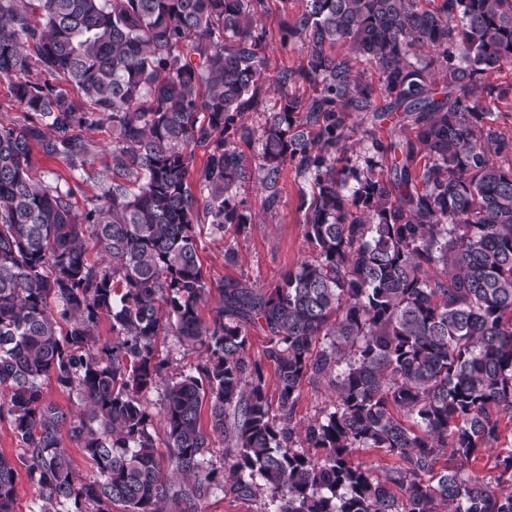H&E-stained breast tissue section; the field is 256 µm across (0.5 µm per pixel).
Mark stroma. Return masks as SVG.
Masks as SVG:
<instances>
[{"instance_id":"stroma-1","label":"stroma","mask_w":512,"mask_h":512,"mask_svg":"<svg viewBox=\"0 0 512 512\" xmlns=\"http://www.w3.org/2000/svg\"><path fill=\"white\" fill-rule=\"evenodd\" d=\"M303 9L302 0H264V7L258 14V26L266 31L270 42L268 80L262 90L261 111L244 113L243 124L262 125L267 113L277 111L280 100L275 86L280 73L294 72L305 65L299 45L281 46L277 36L284 16L300 14ZM312 183L311 174L287 167L279 181V201L274 205L268 204L267 193L259 183L241 184L237 195L245 200L255 218L254 223L247 225L241 233L227 228L221 237L212 235L205 224L198 230V253L209 280L243 277L257 287L268 288L276 285L301 261L313 258L315 247L305 236L304 212L299 208L301 195L310 193ZM229 247L238 254V261L233 265L224 261V251Z\"/></svg>"}]
</instances>
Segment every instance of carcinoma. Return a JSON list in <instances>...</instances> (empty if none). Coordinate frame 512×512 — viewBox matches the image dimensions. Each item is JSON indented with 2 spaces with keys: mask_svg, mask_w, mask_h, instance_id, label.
<instances>
[{
  "mask_svg": "<svg viewBox=\"0 0 512 512\" xmlns=\"http://www.w3.org/2000/svg\"><path fill=\"white\" fill-rule=\"evenodd\" d=\"M419 2L306 0L279 28L306 65L281 73L278 111L251 129L263 0H0V83L24 113L0 123V421L39 488L34 512H200L214 488L271 512H512V164L486 124L502 97L489 75L512 64V0ZM360 58L380 88L352 78ZM297 78L315 96L288 93ZM369 111L396 119L365 131L360 167L346 120ZM102 127L98 168L87 133ZM252 140L254 168L238 148ZM35 153L70 179L38 176ZM290 163L314 174L300 197L314 258L272 288L208 280L196 226L244 230L238 186L259 180L272 205ZM81 183L95 193L80 205ZM162 334L202 356L196 372L169 374ZM51 379L78 412L47 399ZM306 380L327 381L332 406L302 426ZM158 389L165 460L145 399ZM66 439L94 476H76ZM357 448L391 464L377 475ZM485 454L492 478L467 469ZM17 478L0 454V512Z\"/></svg>",
  "mask_w": 512,
  "mask_h": 512,
  "instance_id": "1",
  "label": "carcinoma"
}]
</instances>
